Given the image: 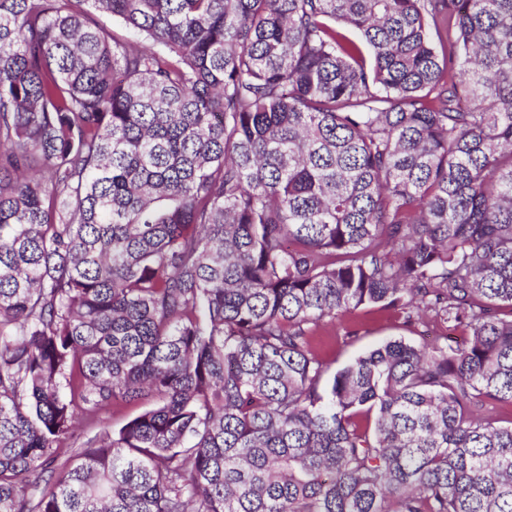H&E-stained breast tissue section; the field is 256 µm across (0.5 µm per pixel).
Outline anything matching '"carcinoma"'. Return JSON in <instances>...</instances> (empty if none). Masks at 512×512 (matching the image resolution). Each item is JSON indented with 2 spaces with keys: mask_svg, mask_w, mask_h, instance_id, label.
<instances>
[{
  "mask_svg": "<svg viewBox=\"0 0 512 512\" xmlns=\"http://www.w3.org/2000/svg\"><path fill=\"white\" fill-rule=\"evenodd\" d=\"M505 310L512 0H0V512H512ZM319 334L316 350L329 367L325 377H329L355 357L392 338L402 337L415 345H422L441 344L446 335L461 342L464 336L460 330H448V324L431 313L416 318L409 324L401 311L386 310L378 306H363L352 315H346L332 323L326 322ZM138 410L139 407L137 406H126L114 409L112 413L103 416L100 423L95 422L92 425L88 424L83 417L79 416L75 423L74 436L66 442L51 467L57 468L62 466L67 460L77 455V453L83 449L81 446L89 437L94 436L104 428H107L110 432L118 429L127 418L135 415Z\"/></svg>",
  "mask_w": 512,
  "mask_h": 512,
  "instance_id": "obj_1",
  "label": "carcinoma"
}]
</instances>
